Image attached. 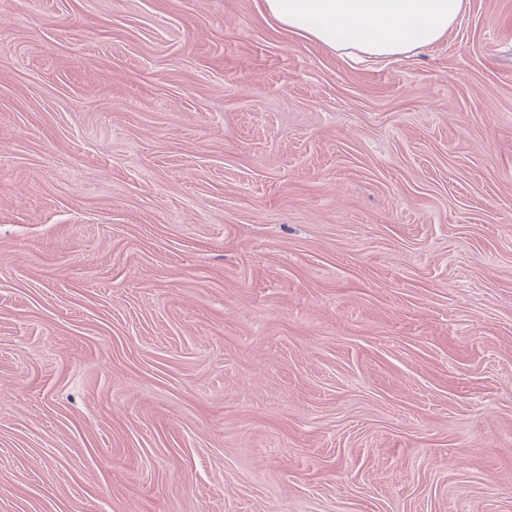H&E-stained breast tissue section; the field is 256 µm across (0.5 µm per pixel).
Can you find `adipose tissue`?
Returning a JSON list of instances; mask_svg holds the SVG:
<instances>
[{
	"mask_svg": "<svg viewBox=\"0 0 512 512\" xmlns=\"http://www.w3.org/2000/svg\"><path fill=\"white\" fill-rule=\"evenodd\" d=\"M288 32L348 55L388 58L447 36L465 0H263Z\"/></svg>",
	"mask_w": 512,
	"mask_h": 512,
	"instance_id": "adipose-tissue-1",
	"label": "adipose tissue"
}]
</instances>
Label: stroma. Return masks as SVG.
Here are the masks:
<instances>
[{
    "label": "stroma",
    "instance_id": "35a3bbf8",
    "mask_svg": "<svg viewBox=\"0 0 512 512\" xmlns=\"http://www.w3.org/2000/svg\"><path fill=\"white\" fill-rule=\"evenodd\" d=\"M0 512H512V0H0ZM288 32L347 55L388 58L426 49L448 35L465 0H263Z\"/></svg>",
    "mask_w": 512,
    "mask_h": 512
}]
</instances>
